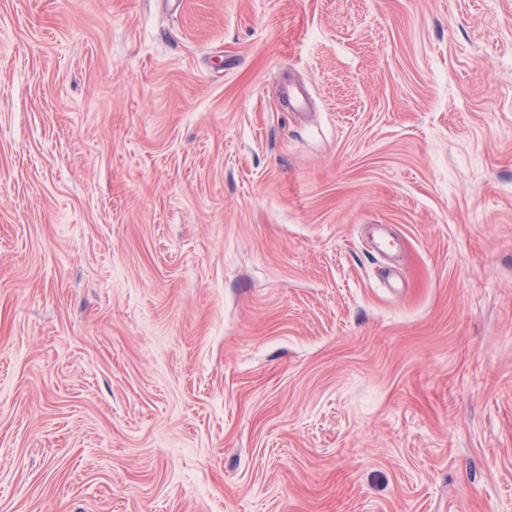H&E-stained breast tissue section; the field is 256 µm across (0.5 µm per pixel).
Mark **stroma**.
I'll return each instance as SVG.
<instances>
[{
	"label": "stroma",
	"mask_w": 512,
	"mask_h": 512,
	"mask_svg": "<svg viewBox=\"0 0 512 512\" xmlns=\"http://www.w3.org/2000/svg\"><path fill=\"white\" fill-rule=\"evenodd\" d=\"M0 512H512V0H0Z\"/></svg>",
	"instance_id": "stroma-1"
}]
</instances>
